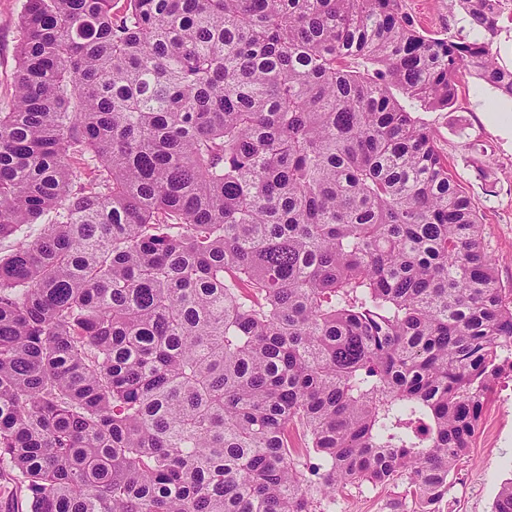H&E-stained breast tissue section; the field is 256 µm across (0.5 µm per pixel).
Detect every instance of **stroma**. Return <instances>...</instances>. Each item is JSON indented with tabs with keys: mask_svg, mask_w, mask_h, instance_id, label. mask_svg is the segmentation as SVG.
I'll use <instances>...</instances> for the list:
<instances>
[{
	"mask_svg": "<svg viewBox=\"0 0 512 512\" xmlns=\"http://www.w3.org/2000/svg\"><path fill=\"white\" fill-rule=\"evenodd\" d=\"M25 0H0V105L14 94L16 46ZM415 26L442 35H468L469 26L451 0H405ZM511 109L512 101L469 74L459 78L458 97L443 111L425 113L449 169L484 215L489 251L499 259L497 276L512 287V140L488 126L482 114ZM512 479V381L498 387L485 412L466 463L451 483L445 512H492L502 483ZM405 483L386 488L350 485L332 512H414Z\"/></svg>",
	"mask_w": 512,
	"mask_h": 512,
	"instance_id": "stroma-1",
	"label": "stroma"
}]
</instances>
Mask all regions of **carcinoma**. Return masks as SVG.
I'll list each match as a JSON object with an SVG mask.
<instances>
[{
	"instance_id": "obj_1",
	"label": "carcinoma",
	"mask_w": 512,
	"mask_h": 512,
	"mask_svg": "<svg viewBox=\"0 0 512 512\" xmlns=\"http://www.w3.org/2000/svg\"><path fill=\"white\" fill-rule=\"evenodd\" d=\"M403 0H26L0 106L5 512L439 506L512 379V288L423 118L512 99ZM493 512H512V479ZM415 501L406 484L373 488L368 484L349 485L336 495L333 512H413Z\"/></svg>"
}]
</instances>
